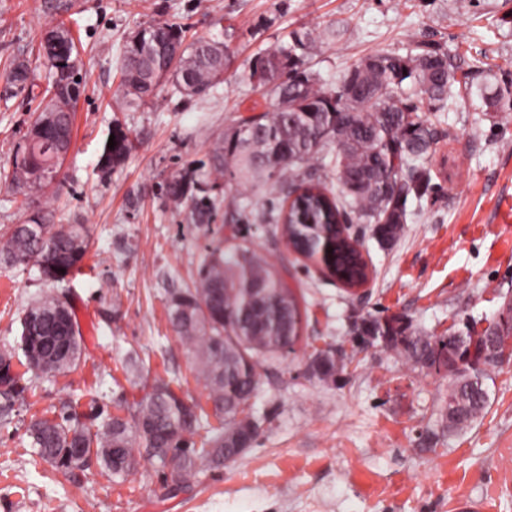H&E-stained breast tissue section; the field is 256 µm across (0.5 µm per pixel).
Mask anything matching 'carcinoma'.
<instances>
[{"label":"carcinoma","instance_id":"cac0c4a2","mask_svg":"<svg viewBox=\"0 0 512 512\" xmlns=\"http://www.w3.org/2000/svg\"><path fill=\"white\" fill-rule=\"evenodd\" d=\"M347 23L313 35L307 30L288 33L260 50L244 80L253 89L272 87V110L242 119L210 158L212 173L237 182L280 183L291 204L270 207L266 220L282 226L283 235L297 249L313 254L327 245L340 261L349 259L347 243L335 225L372 224L379 239L389 244L399 238L407 221L408 204L422 198L431 182L427 158L439 136L435 124L420 115V104H457V70L448 54L429 44H418L403 56L395 52L367 54L348 66L336 83L326 85L306 66L316 42L340 37ZM66 43L42 35L38 56L53 69L46 88L50 104L33 121L26 143L16 152L12 168L4 174L15 193L27 196L52 184L51 173L60 172L70 150L73 112L85 84L77 47L62 25ZM227 53L220 42L200 39L184 44L183 29L174 23H156L132 35L120 60V92L141 103L160 82L173 78L180 94L208 93L224 74ZM10 82L19 91H32L28 61L14 63ZM485 112H508L512 100L490 89L480 95ZM116 145L104 148L101 168L110 171L130 154L133 140L119 125L112 129ZM332 167L337 191L322 187L320 171ZM166 199L190 209L195 224H210L215 203L202 193L199 182L174 175L161 186ZM90 246L84 224H58L56 214L36 211L15 224L0 240V264L41 267L46 262L55 277L53 286L82 267ZM168 317L176 335L193 347L194 362L209 390L220 426L209 427L195 446L193 436L208 423V415L188 404L171 386L156 382L137 403V418L129 422L112 416L90 425L61 420L35 419L29 430L32 447L53 465L79 467L73 449L121 484L138 470L133 447L147 450L173 490L196 475L199 462L219 467L238 459L240 440L251 444L260 415L250 401L259 390L260 369L293 348L300 337L298 302L280 270L270 264L246 238L232 236L227 246L210 250L198 268L193 287L173 295ZM18 349L23 366L36 377L69 372L80 361L83 336L73 306L48 292L25 308L20 316ZM390 337L385 345L415 370L425 372V362L441 337L412 328L400 317L380 321L367 317L353 323L350 332L362 335L369 326ZM474 345L476 359L485 366L470 380L447 372L448 395L433 428L423 442L432 443L440 432L459 431L475 422L487 408V368L497 361ZM14 352L0 351V424L12 418L26 386L14 370ZM312 375L334 382L343 370L336 350L315 351L309 363ZM125 452L118 456L115 449Z\"/></svg>","mask_w":512,"mask_h":512}]
</instances>
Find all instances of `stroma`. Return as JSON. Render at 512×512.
Returning a JSON list of instances; mask_svg holds the SVG:
<instances>
[{"instance_id": "35a3bbf8", "label": "stroma", "mask_w": 512, "mask_h": 512, "mask_svg": "<svg viewBox=\"0 0 512 512\" xmlns=\"http://www.w3.org/2000/svg\"><path fill=\"white\" fill-rule=\"evenodd\" d=\"M342 20L344 39L319 44L310 60L323 83L364 54L404 55L418 40L447 52L472 89L441 118L431 188L409 202L400 238L383 245L371 225L351 226L370 270L357 290L294 253L264 221L282 199L277 183L231 185L208 175L225 132L270 108L242 81L255 54L292 30ZM158 22L181 25L190 41L223 42L229 60L207 96L182 97L166 82L155 104L136 108L118 90L119 55L133 32ZM61 23L79 42L86 82L71 149L53 188L23 198L0 180V236L45 205L87 225L84 265L57 290L76 302L85 349L70 372L25 374V398L0 427V512H461L466 504L512 512V367L488 380L482 419L438 435L426 450L419 436L448 393L446 375L413 371L349 332L356 319L400 316L438 336L477 333L498 321L512 295V112L484 115L477 94L485 86L512 93V0H0V173L47 103L17 91L6 75L25 60L46 88L51 74L38 43ZM117 124L136 144L106 178L100 159ZM180 173L215 201L213 223H192L187 209L161 196V184ZM241 203L246 233L282 270L301 312L294 352L261 370L253 404L266 423L253 447L235 463L202 465L173 492L144 456L121 485L94 464L62 469L40 460L28 434L32 416L57 417L69 403L80 414L130 419L150 384L177 378L189 403L211 410L167 302L191 287ZM47 290L37 268L0 265V348L14 345L19 312ZM329 346L345 369L325 383L308 363Z\"/></svg>"}]
</instances>
